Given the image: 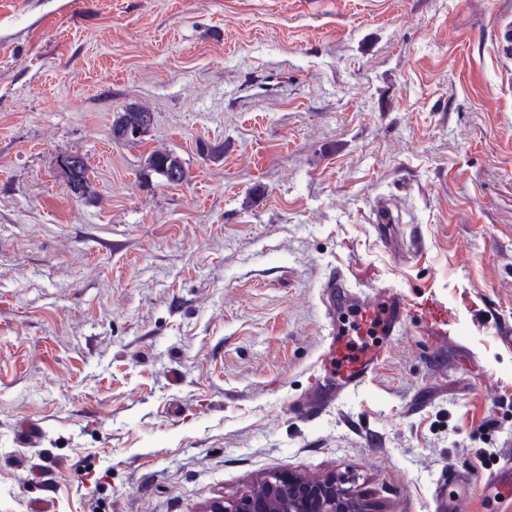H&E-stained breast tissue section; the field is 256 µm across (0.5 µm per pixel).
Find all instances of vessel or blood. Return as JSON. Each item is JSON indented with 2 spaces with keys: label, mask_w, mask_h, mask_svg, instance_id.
I'll list each match as a JSON object with an SVG mask.
<instances>
[{
  "label": "vessel or blood",
  "mask_w": 512,
  "mask_h": 512,
  "mask_svg": "<svg viewBox=\"0 0 512 512\" xmlns=\"http://www.w3.org/2000/svg\"><path fill=\"white\" fill-rule=\"evenodd\" d=\"M393 207L378 200L372 208V225L385 235L393 225ZM365 283V290L352 289L351 280ZM322 304L337 327L331 331L319 369L314 378L316 397L305 404L315 414L332 399L366 386L384 363L395 336L413 323L421 334L440 339L447 336L455 315L451 308L433 297L413 299L381 278L373 268L364 267L347 275L336 271L323 286ZM354 314L351 326L339 324L342 312Z\"/></svg>",
  "instance_id": "b4317fda"
}]
</instances>
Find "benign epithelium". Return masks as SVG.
I'll return each mask as SVG.
<instances>
[{
    "label": "benign epithelium",
    "mask_w": 512,
    "mask_h": 512,
    "mask_svg": "<svg viewBox=\"0 0 512 512\" xmlns=\"http://www.w3.org/2000/svg\"><path fill=\"white\" fill-rule=\"evenodd\" d=\"M206 512H370V509L334 477L310 481L274 472L250 494L229 505L215 500Z\"/></svg>",
    "instance_id": "benign-epithelium-1"
}]
</instances>
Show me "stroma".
<instances>
[{"label":"stroma","instance_id":"stroma-1","mask_svg":"<svg viewBox=\"0 0 512 512\" xmlns=\"http://www.w3.org/2000/svg\"><path fill=\"white\" fill-rule=\"evenodd\" d=\"M508 27L512 0H0V512H205L288 471L512 512ZM128 106L153 122L117 144ZM362 264L456 319L297 413L322 285ZM147 168L161 176L166 184L177 185L184 182L186 174L181 161L174 155L153 152L146 160ZM73 159L72 166L62 165V159L60 167L63 173L66 176L68 185L73 194L77 195V197H82L86 191V187L88 185V172L89 167L86 164L85 160L78 155H70L66 156ZM372 225L383 240L386 229L395 223L392 204L385 199L378 200L372 208Z\"/></svg>","mask_w":512,"mask_h":512}]
</instances>
